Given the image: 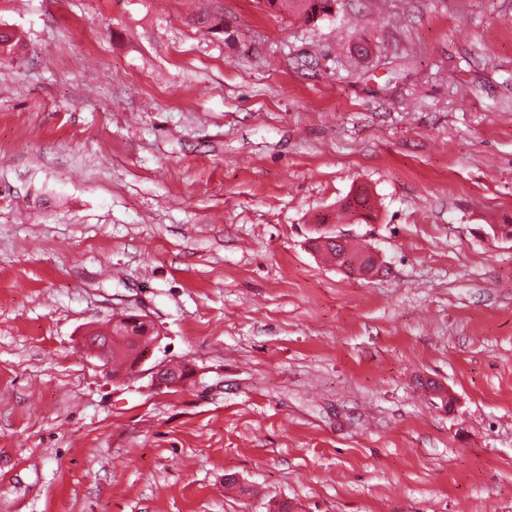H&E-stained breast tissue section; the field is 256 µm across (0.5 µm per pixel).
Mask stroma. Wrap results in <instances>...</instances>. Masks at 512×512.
Returning a JSON list of instances; mask_svg holds the SVG:
<instances>
[{"label":"stroma","instance_id":"obj_1","mask_svg":"<svg viewBox=\"0 0 512 512\" xmlns=\"http://www.w3.org/2000/svg\"><path fill=\"white\" fill-rule=\"evenodd\" d=\"M0 28V512H512V0ZM360 186L370 278L310 246ZM131 312L160 337L118 380L82 337Z\"/></svg>","mask_w":512,"mask_h":512}]
</instances>
